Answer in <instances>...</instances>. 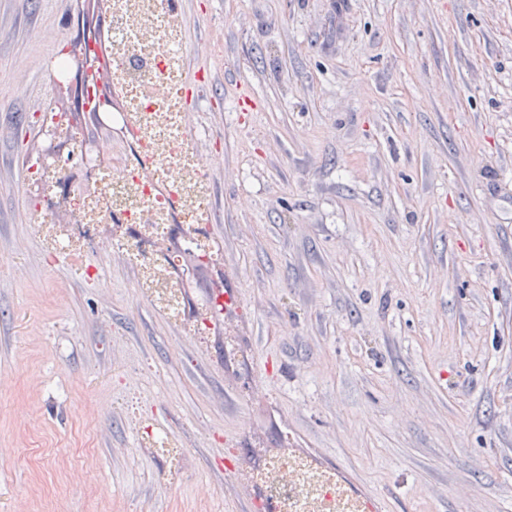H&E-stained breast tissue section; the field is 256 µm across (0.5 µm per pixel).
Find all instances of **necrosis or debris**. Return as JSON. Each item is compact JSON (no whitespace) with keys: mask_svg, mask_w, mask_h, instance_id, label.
<instances>
[{"mask_svg":"<svg viewBox=\"0 0 512 512\" xmlns=\"http://www.w3.org/2000/svg\"><path fill=\"white\" fill-rule=\"evenodd\" d=\"M111 32L109 80L122 106L103 119L130 133L132 154L114 157L108 144L90 151L77 139L53 170L33 158L29 174L54 199L37 203L33 229L50 254L76 264L85 241L59 212L85 227L112 225V244L135 269L137 287L173 315L180 282L158 244L179 230L184 252L212 258L221 251L206 233L212 221L207 172L188 143L185 27L173 0H112ZM73 168L91 171L93 179L78 198H59L57 186ZM254 477L264 487L256 512H371L367 498L289 448L270 456Z\"/></svg>","mask_w":512,"mask_h":512,"instance_id":"1","label":"necrosis or debris"}]
</instances>
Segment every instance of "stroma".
<instances>
[{
    "mask_svg": "<svg viewBox=\"0 0 512 512\" xmlns=\"http://www.w3.org/2000/svg\"><path fill=\"white\" fill-rule=\"evenodd\" d=\"M178 5L223 249L163 242L174 321L119 253L87 246L94 283L33 231L43 113L121 139L50 70L112 0H0V512H254L285 446L386 512H512V0Z\"/></svg>",
    "mask_w": 512,
    "mask_h": 512,
    "instance_id": "35a3bbf8",
    "label": "stroma"
}]
</instances>
